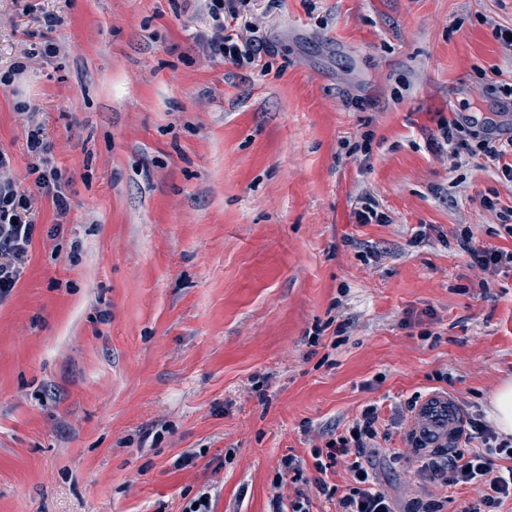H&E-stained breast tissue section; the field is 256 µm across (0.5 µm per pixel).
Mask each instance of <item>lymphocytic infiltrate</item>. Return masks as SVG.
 I'll use <instances>...</instances> for the list:
<instances>
[{
  "label": "lymphocytic infiltrate",
  "instance_id": "lymphocytic-infiltrate-1",
  "mask_svg": "<svg viewBox=\"0 0 512 512\" xmlns=\"http://www.w3.org/2000/svg\"><path fill=\"white\" fill-rule=\"evenodd\" d=\"M249 2L204 0L208 27L199 39L212 57L256 69L266 52L265 44L241 40L234 28ZM18 112L26 118V145L32 158L28 173L33 186L23 187L13 175L6 155L0 152V298L15 288L27 262L36 230L34 206L41 194L50 193L58 217H65L72 206L63 188V177L50 158L43 125L36 121L27 104H20ZM379 419L378 406L366 405L351 427L313 451L318 471L324 473L340 464L352 475L353 484L342 495L326 481L317 483V495L336 501L337 512H395L390 496L379 487L373 472L372 452L378 442ZM465 441L469 451H453L431 464V480L445 487H477V498L462 512H501L503 504L512 501V439L499 438L483 418L477 417L470 419ZM499 459L504 462L500 468L495 465ZM314 496L300 490L287 501L277 493L270 504L273 512H311Z\"/></svg>",
  "mask_w": 512,
  "mask_h": 512
}]
</instances>
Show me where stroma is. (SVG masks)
<instances>
[{"label": "stroma", "instance_id": "stroma-1", "mask_svg": "<svg viewBox=\"0 0 512 512\" xmlns=\"http://www.w3.org/2000/svg\"><path fill=\"white\" fill-rule=\"evenodd\" d=\"M247 19L258 78L193 39L197 0H0L1 72L59 48L0 86V152L27 173L30 104L72 198L57 235L40 199L0 300V512H183L204 491L272 512L290 455L284 499L348 488L312 450L370 403L396 512L476 497L419 470L406 404L445 391L486 416L512 383V268L456 240L512 251V182L431 144L439 118L507 107L512 0H250ZM366 195L388 223L356 222ZM42 56L51 57L58 53V47L52 42H46L40 49L37 48H24L21 57L13 63V65L3 74L0 75V85L10 86L14 83L16 76L21 75L27 68L24 59H29L37 54ZM473 235L470 230L458 237V246L467 252L471 258L470 266L486 272L499 266L512 265V252L496 249H480L473 245Z\"/></svg>", "mask_w": 512, "mask_h": 512}]
</instances>
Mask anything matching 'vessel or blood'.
<instances>
[{"label": "vessel or blood", "mask_w": 512, "mask_h": 512, "mask_svg": "<svg viewBox=\"0 0 512 512\" xmlns=\"http://www.w3.org/2000/svg\"><path fill=\"white\" fill-rule=\"evenodd\" d=\"M462 427L458 400L444 391H434L416 404L408 438L410 447L426 454L456 444Z\"/></svg>", "instance_id": "b4317fda"}]
</instances>
